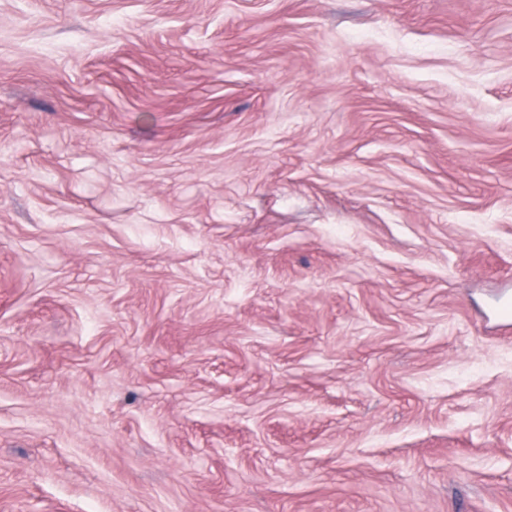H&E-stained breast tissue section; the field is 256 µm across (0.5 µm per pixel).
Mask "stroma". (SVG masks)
<instances>
[{
	"mask_svg": "<svg viewBox=\"0 0 512 512\" xmlns=\"http://www.w3.org/2000/svg\"><path fill=\"white\" fill-rule=\"evenodd\" d=\"M512 0H0V512H512Z\"/></svg>",
	"mask_w": 512,
	"mask_h": 512,
	"instance_id": "35a3bbf8",
	"label": "stroma"
}]
</instances>
